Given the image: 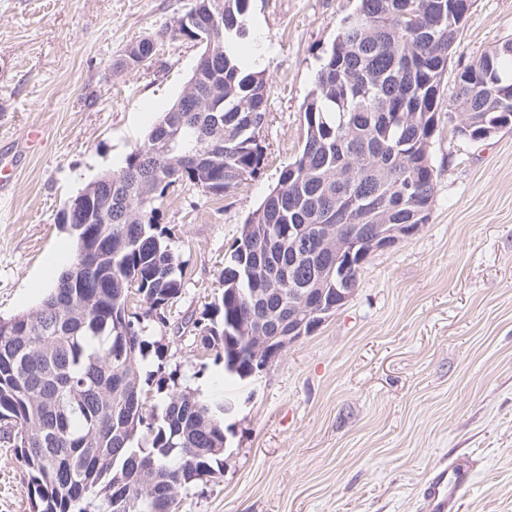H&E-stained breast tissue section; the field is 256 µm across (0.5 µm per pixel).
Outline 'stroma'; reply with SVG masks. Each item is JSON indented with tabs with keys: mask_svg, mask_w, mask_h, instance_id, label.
<instances>
[{
	"mask_svg": "<svg viewBox=\"0 0 512 512\" xmlns=\"http://www.w3.org/2000/svg\"><path fill=\"white\" fill-rule=\"evenodd\" d=\"M189 4L0 0V160L14 165L0 191V317L38 304L69 268L75 242L58 212L118 170L185 87L198 58L186 40L164 42L146 71L114 63ZM356 4L250 0L254 38L242 53L269 79L262 167L217 198L171 187L161 208L184 285L167 325L146 328V406L162 410L184 388L233 403L223 470L183 490L180 512H422L420 488L445 458L476 469L459 512H512V128L473 141L440 113L428 223L372 254L348 303L262 376L225 375L199 332H176L222 294L246 220L300 152L302 103ZM508 38L512 0H473L445 95ZM0 512H28L23 467L1 432Z\"/></svg>",
	"mask_w": 512,
	"mask_h": 512,
	"instance_id": "obj_1",
	"label": "stroma"
}]
</instances>
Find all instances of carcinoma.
<instances>
[{"label":"carcinoma","mask_w":512,"mask_h":512,"mask_svg":"<svg viewBox=\"0 0 512 512\" xmlns=\"http://www.w3.org/2000/svg\"><path fill=\"white\" fill-rule=\"evenodd\" d=\"M448 2L359 0L343 19L302 104L301 151L224 267V291L212 303L222 319L194 322L204 348L223 349L224 363L242 343L230 317L253 325L268 310L285 316L312 279L311 264L288 251V227L412 224L417 204L434 195L432 160L420 162L416 147L435 135L436 114L446 107L481 124L512 117V46L484 51L469 64L478 82L458 74L453 98L443 100L463 27ZM249 5L191 0L187 12L214 15L212 35L166 28L138 40L142 54H121L116 66L138 71L137 59L152 62L166 39H190L203 52L214 37L223 51L197 93L214 80L224 86V102L207 111L179 94L125 158L139 183L112 190V225L88 223L79 206L63 208L57 221L76 242L72 265L38 305L0 318V423L28 476L29 512H179L187 486L222 471L224 412L186 389L172 393L161 414L146 412L140 361L149 350L144 321L166 324L183 287L157 202L183 182L222 197L262 165L268 79L239 52L249 37ZM217 125L223 131L214 155L175 167L199 153V138ZM143 189L151 201L124 217L126 199L136 203ZM265 276L280 287L255 303L252 289ZM63 300L76 301L79 311L56 312ZM133 300L140 310L131 311Z\"/></svg>","instance_id":"1"}]
</instances>
